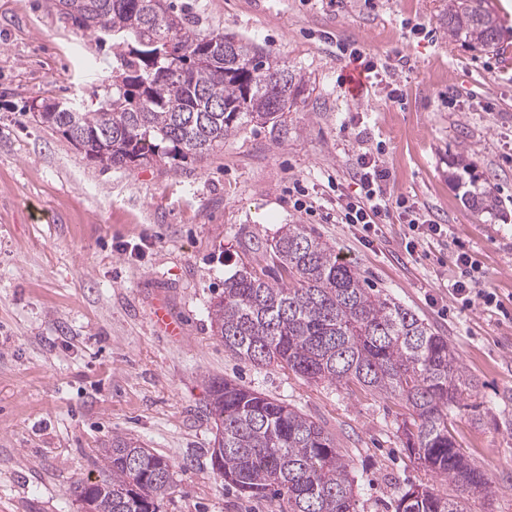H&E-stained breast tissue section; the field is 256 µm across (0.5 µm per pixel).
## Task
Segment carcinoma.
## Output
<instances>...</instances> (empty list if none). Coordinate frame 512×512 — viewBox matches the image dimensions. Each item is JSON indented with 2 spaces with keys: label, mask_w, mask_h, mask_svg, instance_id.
<instances>
[{
  "label": "carcinoma",
  "mask_w": 512,
  "mask_h": 512,
  "mask_svg": "<svg viewBox=\"0 0 512 512\" xmlns=\"http://www.w3.org/2000/svg\"><path fill=\"white\" fill-rule=\"evenodd\" d=\"M57 8L83 33L112 39V83L95 110L41 99L24 111L106 168L202 158L250 124L283 126L300 93L287 65L220 29H195L170 0H58ZM500 29L482 0H448L451 37L493 52ZM468 196L478 214L500 207L481 187ZM265 255L288 284L248 267L224 279L210 307L224 351L403 401L405 447L456 495L411 486L395 497L394 512H468L469 487L495 493L448 430V411L471 387L448 337L365 287L301 224L283 225ZM206 408L223 439L224 484L243 496H275L281 512H357L349 461L319 422L227 379L209 382ZM98 464L93 487H74L84 512H159L173 488L169 460L130 439H112Z\"/></svg>",
  "instance_id": "carcinoma-1"
}]
</instances>
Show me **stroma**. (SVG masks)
I'll list each match as a JSON object with an SVG mask.
<instances>
[{
  "mask_svg": "<svg viewBox=\"0 0 512 512\" xmlns=\"http://www.w3.org/2000/svg\"><path fill=\"white\" fill-rule=\"evenodd\" d=\"M198 29H222L285 62L302 83L286 133L248 126L173 167L103 169L23 112L67 98L97 106L111 44L58 14L54 0H0V512H82L71 489L99 476L112 438L166 456L174 487L160 512H280L212 470L216 426L208 380L232 379L318 421L346 454L359 512H393L402 489L448 483L405 446L408 411L351 384L310 381L224 351L209 309L224 280L262 254L286 224L312 229L366 284L447 336L474 379L448 415L461 451L496 486L469 512H512V0H485L505 22L503 53L453 40L448 0H173ZM354 49L404 59L387 99L377 77L340 86ZM380 150L391 198H409L448 225L447 240L404 250L407 225H380L371 245L334 219L328 177L356 194L349 164ZM472 160L453 179L457 157ZM501 211L479 214L471 180ZM313 212L294 205L295 186ZM467 252L496 297L464 307L448 292ZM165 301L183 337L155 324Z\"/></svg>",
  "mask_w": 512,
  "mask_h": 512,
  "instance_id": "35a3bbf8",
  "label": "stroma"
}]
</instances>
